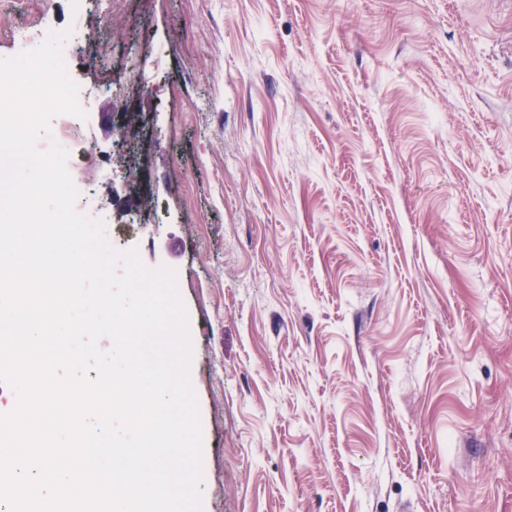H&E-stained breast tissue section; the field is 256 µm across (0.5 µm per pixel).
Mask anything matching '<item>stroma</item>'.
<instances>
[{
    "label": "stroma",
    "mask_w": 512,
    "mask_h": 512,
    "mask_svg": "<svg viewBox=\"0 0 512 512\" xmlns=\"http://www.w3.org/2000/svg\"><path fill=\"white\" fill-rule=\"evenodd\" d=\"M43 22L75 186L178 273L203 512H512V0H0V58ZM68 114L71 116V119L63 126H50V133L42 134L41 136H44L49 148L55 143L66 150L68 153L67 162L76 164L80 158L79 148L82 138L80 135L81 128L75 126L72 117L75 116L81 121L82 118L70 113Z\"/></svg>",
    "instance_id": "35a3bbf8"
}]
</instances>
